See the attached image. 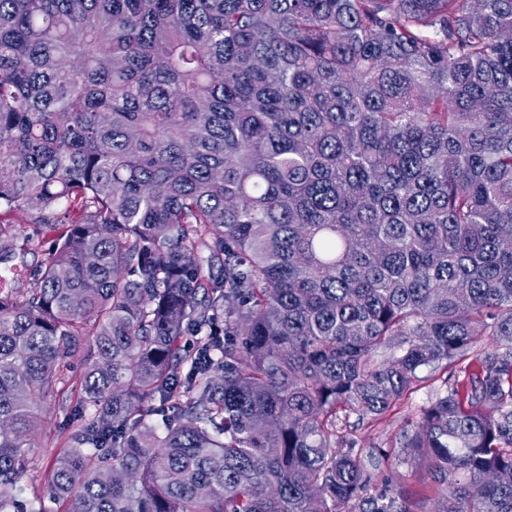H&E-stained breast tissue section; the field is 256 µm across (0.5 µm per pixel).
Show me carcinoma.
<instances>
[{
    "label": "carcinoma",
    "mask_w": 512,
    "mask_h": 512,
    "mask_svg": "<svg viewBox=\"0 0 512 512\" xmlns=\"http://www.w3.org/2000/svg\"><path fill=\"white\" fill-rule=\"evenodd\" d=\"M23 207L53 249L0 297V512L86 343L55 512H413L338 425L482 341L403 447L437 512H512V0H0Z\"/></svg>",
    "instance_id": "1"
}]
</instances>
